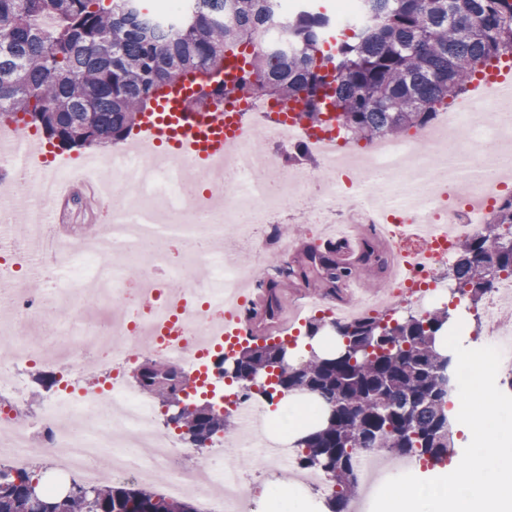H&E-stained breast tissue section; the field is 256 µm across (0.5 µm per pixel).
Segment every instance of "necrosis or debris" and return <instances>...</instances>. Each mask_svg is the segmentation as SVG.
Wrapping results in <instances>:
<instances>
[{"instance_id":"obj_1","label":"necrosis or debris","mask_w":512,"mask_h":512,"mask_svg":"<svg viewBox=\"0 0 512 512\" xmlns=\"http://www.w3.org/2000/svg\"><path fill=\"white\" fill-rule=\"evenodd\" d=\"M224 109L250 113L251 123L231 140L223 162L207 171L206 191H187L195 179L192 164L176 152L159 156L149 140L127 149L107 178L85 167L79 176L93 183L96 204L109 213L96 233L87 224L55 221L56 187L78 175L68 167L38 174L28 139L15 128L7 133L9 149L0 154V166L26 169L17 188L29 200V216L15 221L12 197L0 191V255L22 260L25 278L40 279L45 290L32 294L13 266L0 264V335L9 339L0 347V359L9 362L0 371V459L26 468L33 441H40L52 456L49 488L72 477L94 485L106 468L113 477L194 499L199 512H255L244 491L239 453L253 454L260 478L270 482L295 455L281 436L253 440L260 401L244 391L234 396L233 451L220 441L208 444L201 456L222 459L223 467L201 468L188 477L178 463L176 440L156 426L153 399L120 373L147 350L162 365L192 375L205 367L203 352L222 346L217 332L226 314L240 312L252 275L233 253L244 247L259 255L268 243L267 236L239 227L240 216L271 224L276 208L285 204L313 240L370 228L385 248L370 255L384 266L380 292L354 298L346 280L347 302L331 307L312 296L291 312L294 322L320 318L331 325L446 299L441 271L457 238L477 233L496 201L512 193V119L488 78L469 97L453 99L430 128L379 138L363 149L340 131L301 127L293 105L239 95L225 101ZM263 137L273 149H260ZM297 145L323 162L322 171L288 161L289 149ZM129 196L139 198V207H127ZM229 224L238 227L235 237L225 233ZM418 224H438L448 233L433 242L416 235ZM172 241L206 242L210 248L190 266H176L167 250ZM413 253L422 261L411 270L406 259ZM110 301L127 304L123 319L92 317L93 308ZM480 318L484 345L503 353L500 374L512 375V340L503 332L512 324V277H501ZM172 321L181 344L158 342V331ZM34 354L45 365H63L69 380L28 414L31 390L19 366ZM90 367L111 368L106 386H83Z\"/></svg>"}]
</instances>
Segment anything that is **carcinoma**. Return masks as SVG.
<instances>
[{
	"instance_id": "carcinoma-1",
	"label": "carcinoma",
	"mask_w": 512,
	"mask_h": 512,
	"mask_svg": "<svg viewBox=\"0 0 512 512\" xmlns=\"http://www.w3.org/2000/svg\"><path fill=\"white\" fill-rule=\"evenodd\" d=\"M375 22L325 45L332 17L306 9L288 21L294 49H268L261 33L280 0H189L170 29L150 23L141 0H0V116L24 115L66 148L115 144L187 81L196 104L230 93L302 104L298 116L314 127L334 122L358 143L423 129L436 106L465 89L493 60L512 58V0H364ZM308 250L309 263L327 288L350 276L366 278L378 264L362 257L355 267L331 253ZM512 275V198L496 206L473 236L458 241L448 267L453 293L473 309L502 274ZM448 307L389 319L362 317L336 323L324 353L283 364L288 344L248 343L236 352L231 379L247 391H307L323 402L321 423L301 437L299 464L324 473L334 487L325 504L346 512L361 454L379 450L416 456L434 465L448 459L452 432L448 389L453 356L437 350L448 329ZM158 390L163 403L183 402L182 375ZM194 448L234 435L230 416L202 418L184 408L172 418ZM38 466L0 467V512H198L184 499L153 500L135 486L96 484L93 493L64 501L44 493L31 505L27 486Z\"/></svg>"
}]
</instances>
